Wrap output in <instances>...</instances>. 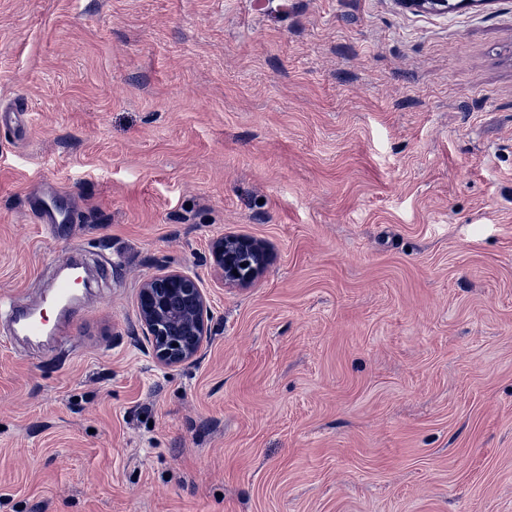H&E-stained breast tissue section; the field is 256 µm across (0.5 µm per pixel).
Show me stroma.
Listing matches in <instances>:
<instances>
[{"label":"stroma","instance_id":"1","mask_svg":"<svg viewBox=\"0 0 512 512\" xmlns=\"http://www.w3.org/2000/svg\"><path fill=\"white\" fill-rule=\"evenodd\" d=\"M19 102L0 297L112 275L57 340L0 324V512H512V0H0ZM164 269L211 313L174 369ZM27 207L32 214H38L41 224H50V230L56 232L57 224H63L66 221L65 215L39 188L33 187L26 199ZM210 253L214 265L221 272L224 281L240 286L248 285L262 271L266 262V253L263 245L249 237L220 236L211 243ZM247 256H255L258 264L249 274L242 276L241 269L250 264ZM241 263L246 267H241ZM237 270V274H233ZM137 309L161 367L177 368L196 359L208 336L209 310L193 276L167 270L144 280Z\"/></svg>","mask_w":512,"mask_h":512}]
</instances>
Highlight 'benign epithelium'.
<instances>
[{
  "instance_id": "1",
  "label": "benign epithelium",
  "mask_w": 512,
  "mask_h": 512,
  "mask_svg": "<svg viewBox=\"0 0 512 512\" xmlns=\"http://www.w3.org/2000/svg\"><path fill=\"white\" fill-rule=\"evenodd\" d=\"M210 253L224 281L240 286L257 277L266 262L263 245L249 237L220 236L212 241ZM251 256L258 259V264L244 277L241 264H250ZM137 309L161 367L177 368L196 359L208 336L209 310L193 276L167 270L144 280Z\"/></svg>"
}]
</instances>
